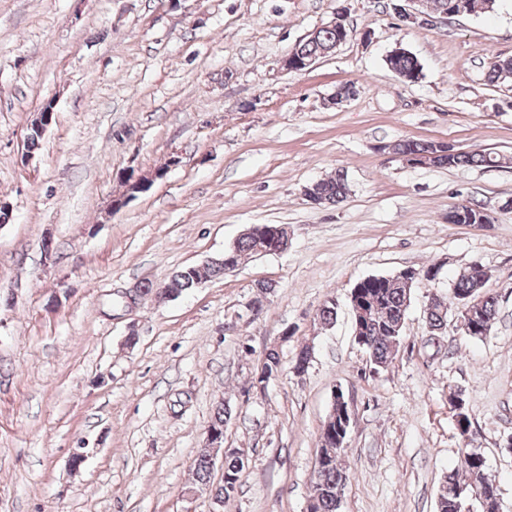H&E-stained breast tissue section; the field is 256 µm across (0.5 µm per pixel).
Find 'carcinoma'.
Wrapping results in <instances>:
<instances>
[{
	"mask_svg": "<svg viewBox=\"0 0 512 512\" xmlns=\"http://www.w3.org/2000/svg\"><path fill=\"white\" fill-rule=\"evenodd\" d=\"M459 3L464 13L470 15L477 10L491 11L497 0H427L433 12H453L451 4ZM341 36L334 28H323L316 38L303 40L293 49V54L307 61L318 60L330 54ZM390 70L405 75L409 82L420 79L421 67L418 60L409 52L391 53L386 57ZM512 77V58L494 57L490 59L486 71V81L490 84ZM433 150L437 156L432 166L440 168L455 167H496L498 156L485 150L459 151L448 153V145L438 144L437 148L424 141L402 139L393 145V151L407 162L413 157ZM309 193L317 198L319 204L336 206L348 196L349 184L345 173L339 171L335 176L322 179L307 186ZM456 223L475 224L484 206L475 203L460 204ZM276 248L275 239L269 232L257 236H244L229 248L235 263L248 255ZM225 274L224 260L216 259L196 269L187 267L175 272L169 280L173 293L179 295L198 287V279L207 281ZM485 283H478L468 267L454 281L451 294L456 304L472 306L476 317L483 323L495 324L498 315L497 299L485 292ZM412 287L405 283H395L384 275L366 277L351 288L348 304L365 301L370 307L367 316L354 321L358 330V345L367 355L372 373L386 370L396 355L402 338V329L406 313L411 304ZM448 324V305L439 298L431 299L428 308L427 325L439 328ZM454 412L457 434L462 442L459 448L458 465L448 472L439 484L435 498V512H464L468 507L475 512H499L500 500L497 486L488 478L486 460L481 447L472 443L473 423L468 414L465 398L450 401ZM232 412L224 403H217L209 425L221 429L231 419ZM346 448L339 444L330 431L321 434V447L316 460L312 498L316 505L312 512H339L345 485L348 479L345 467ZM243 469L242 459L231 452L224 455V481L216 485L211 481L213 462L208 449L198 454L194 463L195 481L199 487L208 489L216 498L227 501L234 496Z\"/></svg>",
	"mask_w": 512,
	"mask_h": 512,
	"instance_id": "obj_1",
	"label": "carcinoma"
}]
</instances>
